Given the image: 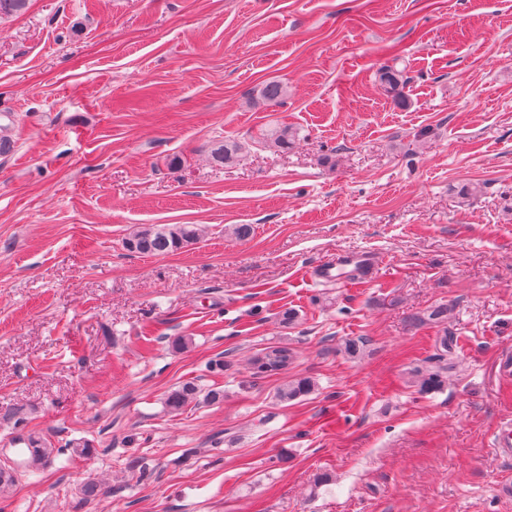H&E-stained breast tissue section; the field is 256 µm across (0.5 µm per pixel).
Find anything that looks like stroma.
Returning a JSON list of instances; mask_svg holds the SVG:
<instances>
[{"label": "stroma", "mask_w": 512, "mask_h": 512, "mask_svg": "<svg viewBox=\"0 0 512 512\" xmlns=\"http://www.w3.org/2000/svg\"><path fill=\"white\" fill-rule=\"evenodd\" d=\"M0 124V512H512L489 451L512 417V0H31L0 20ZM284 126L285 153L262 141ZM224 139L246 148L220 167ZM147 224L203 235L127 251ZM339 253L371 278L313 282ZM282 345L287 371L254 374ZM298 377L314 391L279 401ZM379 79L398 104H404L406 100L405 88L408 81L403 78L400 71L390 66H382L379 70ZM442 346L445 349V353L439 354L437 357L433 358L437 359L435 361L436 365L426 368H416L413 371L415 383L422 392L439 390L445 382L444 374L448 371V363L445 362L447 361L445 356H448V349H450L448 336L444 337ZM198 392V388L191 382H187L172 391L166 399L169 411L173 414H180L192 402Z\"/></svg>", "instance_id": "1"}]
</instances>
